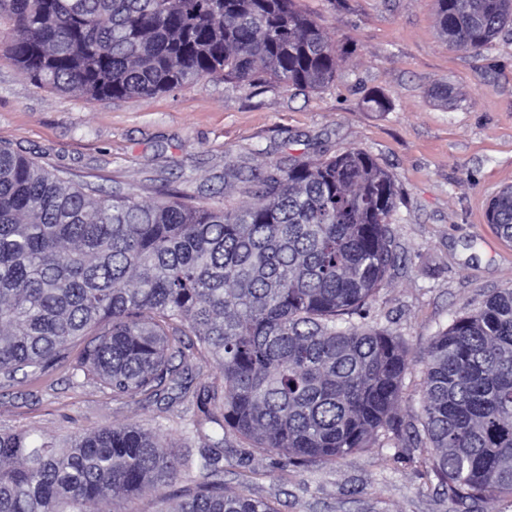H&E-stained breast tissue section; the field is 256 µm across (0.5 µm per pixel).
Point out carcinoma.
Wrapping results in <instances>:
<instances>
[{
	"mask_svg": "<svg viewBox=\"0 0 512 512\" xmlns=\"http://www.w3.org/2000/svg\"><path fill=\"white\" fill-rule=\"evenodd\" d=\"M448 44L480 56L512 25V0H433ZM6 53L41 86L139 99L203 79L317 90L335 46L296 0H0ZM256 203L193 206L95 194L0 147V377L74 361L115 397L195 392L200 446L178 456L136 426L63 444L0 433V512H98V504L196 472L166 512H277L226 493L232 435L287 462L334 463L399 436L406 349L356 322L398 259L397 190L368 153L254 169ZM489 224L512 241V194ZM421 428L433 470L460 501L512 496V288L490 295L424 349ZM220 409L223 420L206 409ZM220 425L222 434L204 430Z\"/></svg>",
	"mask_w": 512,
	"mask_h": 512,
	"instance_id": "obj_1",
	"label": "carcinoma"
}]
</instances>
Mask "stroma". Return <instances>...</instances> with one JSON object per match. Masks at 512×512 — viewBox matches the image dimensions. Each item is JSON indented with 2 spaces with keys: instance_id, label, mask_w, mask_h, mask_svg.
I'll return each mask as SVG.
<instances>
[{
  "instance_id": "1",
  "label": "stroma",
  "mask_w": 512,
  "mask_h": 512,
  "mask_svg": "<svg viewBox=\"0 0 512 512\" xmlns=\"http://www.w3.org/2000/svg\"><path fill=\"white\" fill-rule=\"evenodd\" d=\"M336 45V81L298 91L206 79L150 98L94 100L39 87L0 54V146L77 184L153 201L251 203L228 167L281 166L361 149L395 179L391 228L400 260L368 320L407 348L398 414L418 424L420 353L453 316L512 288V241L486 223L485 204L512 186V26L488 51L449 48L431 0H297ZM390 102L369 109L371 92ZM195 398H114L58 368L0 386V431L58 441L103 427L152 431L175 454L198 440L184 422ZM225 491L277 512H512V496L460 506L426 448L385 442L332 464L290 465L234 438L223 448Z\"/></svg>"
}]
</instances>
